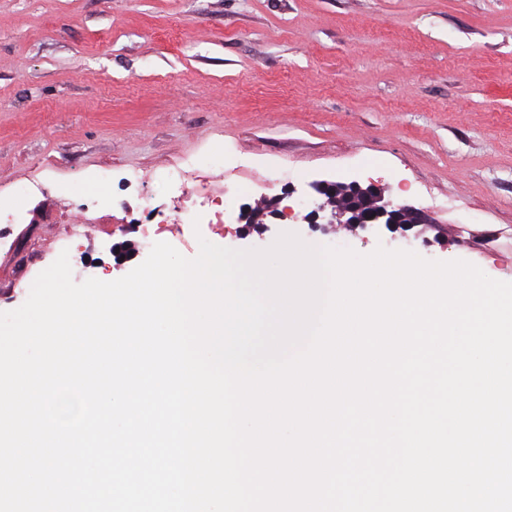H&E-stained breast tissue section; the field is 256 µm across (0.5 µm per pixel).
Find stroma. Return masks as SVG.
Returning <instances> with one entry per match:
<instances>
[{"mask_svg":"<svg viewBox=\"0 0 512 512\" xmlns=\"http://www.w3.org/2000/svg\"><path fill=\"white\" fill-rule=\"evenodd\" d=\"M223 147L181 206L158 175ZM110 170L117 208L80 197ZM137 185L126 186V172ZM32 180L25 221L0 224V312L68 252L74 281L116 280L153 241L265 249L283 232L368 254L461 259L512 282V0H0V193ZM358 182L425 211L406 233L331 222L317 182ZM246 189L287 219L188 224ZM324 204L316 212V204Z\"/></svg>","mask_w":512,"mask_h":512,"instance_id":"1","label":"stroma"}]
</instances>
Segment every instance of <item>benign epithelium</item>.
<instances>
[{"mask_svg":"<svg viewBox=\"0 0 512 512\" xmlns=\"http://www.w3.org/2000/svg\"><path fill=\"white\" fill-rule=\"evenodd\" d=\"M315 190L329 200L343 196L341 213L347 215L346 223L363 230L383 226L391 232L407 231L413 225L425 222L422 213L386 201L371 188L326 182L316 185Z\"/></svg>","mask_w":512,"mask_h":512,"instance_id":"7a95c632","label":"benign epithelium"}]
</instances>
